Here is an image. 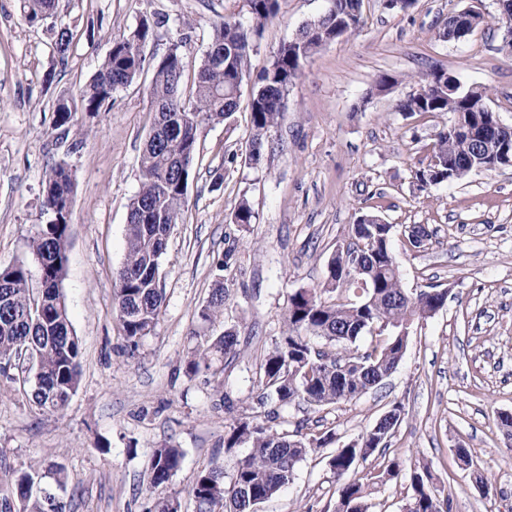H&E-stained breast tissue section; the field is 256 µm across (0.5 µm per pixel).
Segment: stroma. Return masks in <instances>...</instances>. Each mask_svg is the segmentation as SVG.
I'll use <instances>...</instances> for the list:
<instances>
[{
	"label": "stroma",
	"instance_id": "stroma-1",
	"mask_svg": "<svg viewBox=\"0 0 512 512\" xmlns=\"http://www.w3.org/2000/svg\"><path fill=\"white\" fill-rule=\"evenodd\" d=\"M328 0H280L251 51L237 112L204 126L191 165L187 204L161 258L165 305L154 332L127 347L113 306V282L127 252L128 204L139 189V159L153 115L150 73L113 94L112 109L77 113L85 135L55 127L53 102L77 97L99 70L111 41L142 17L154 24L148 58L183 40L185 70L194 74L211 24L247 19L245 0H58L37 26L22 0H0V268L40 266L27 247L47 223L43 187L50 167L67 164L76 192L69 215L61 284L82 343L81 377L61 411L36 407L23 391L0 393V467L43 470L64 464L70 512H147L142 485L155 448H180V470L164 489L181 512L197 471L215 461L232 477L246 447L225 450L224 436L256 394L254 367L280 336L289 295L322 287L327 264L347 240L359 211L396 229L423 225L425 246L393 250L404 288L434 284L445 306L409 329L402 360L383 385L323 409H279L278 426L301 435L329 431L332 443L299 462L293 482L260 512H336L339 485L330 466L337 448L403 406L390 451L430 467L450 512H512V439L499 424L512 415V166L470 173L419 189L416 169L450 118L397 112L430 69L487 88L488 104L512 127V58L499 52L496 0H415L407 10L363 0L365 26L323 45L303 65L284 99L259 165L245 161L251 136L249 101L282 43L323 13ZM472 8L484 26L456 41L439 33L450 15ZM77 35L67 63L53 50L57 26ZM397 77L374 94L380 75ZM256 214L233 223L240 200ZM224 288L223 322L198 316ZM233 325L239 351L224 359V388L188 377L186 352ZM465 448L474 468L461 466ZM491 487L482 495L475 478ZM413 494L408 472L373 489L369 512H405Z\"/></svg>",
	"mask_w": 512,
	"mask_h": 512
}]
</instances>
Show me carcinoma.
I'll use <instances>...</instances> for the list:
<instances>
[{
    "label": "carcinoma",
    "instance_id": "1",
    "mask_svg": "<svg viewBox=\"0 0 512 512\" xmlns=\"http://www.w3.org/2000/svg\"><path fill=\"white\" fill-rule=\"evenodd\" d=\"M55 0H24L25 18L35 25L48 18ZM248 20L226 17L212 26L211 40L201 66L193 79L186 80L183 40L173 42L163 56L146 63V47L154 28L144 18L129 34L112 40V48L101 68L80 90L78 102H54V123L58 128L75 125L76 112H108L113 93L152 68L151 105L155 117L145 149L140 157V187L130 201L127 213V254L114 280L113 301L123 337L132 349L156 327L165 302L160 265L168 238L179 223L186 205L184 185L196 152L200 129L230 118L238 109L240 87L247 60L267 22L276 17L279 0H246ZM485 23L481 12L468 9L448 18L440 34L456 40ZM362 0H332L331 7L301 27L296 38L283 43L270 65L259 77L249 108L252 147L261 162L268 133L277 124L288 87L300 77L304 60L317 49L340 37L362 29ZM73 32L57 31L54 50L66 63ZM473 94L489 100L487 89L465 87L442 68L431 70L417 90L401 99L396 109L404 114H455L464 108L462 99ZM495 112H483L481 123L471 131L444 126L431 147V160L415 172L423 188L462 179L487 163L478 152L475 139L479 125L494 120ZM75 182L64 164L54 166L45 180L46 224L35 228L29 249L36 258L47 261L41 267V284L46 307L44 316H26L36 289L22 265L0 269V390L8 392L20 385L24 394L39 408L63 410L80 381L82 347L74 332L60 283L65 274L68 249L69 206ZM234 222L250 224L255 213L245 199L234 210ZM395 226L381 217L370 224L352 225L348 240L336 248L328 262V276L321 288L301 289L288 298L284 331L260 360L254 400L255 412L244 414L224 436V448L246 444L250 452L240 460L230 483H224V468L218 463L200 470L190 493L196 512H257L259 504L272 498L293 482L296 467L306 455L332 441L333 433L296 439L277 429L274 412L266 406L306 405L324 407L349 401L383 384L388 373L401 361L407 341L402 331L417 320L432 317L447 299L448 290L434 287L410 293L402 285L391 250ZM409 245L420 248L430 234L421 225L402 231ZM336 293L334 301L322 295ZM224 315V288H217L201 309L202 320L211 324ZM379 339L360 344L371 329ZM324 346L317 347L312 340ZM27 346L38 353V377L21 371L19 349ZM239 336L234 327H224L218 336L204 340L184 359L190 377L224 372V356L238 352ZM402 406L393 405L391 419L378 428L360 434L355 441L337 449L331 467L340 482L336 512H367L368 489L387 477L399 475L400 458L387 457L391 429L401 422ZM368 458L379 454L385 461L364 477L348 480L357 454ZM180 449L161 446L154 449L145 465L143 484L153 495L180 470ZM69 474L62 465L46 471H11L0 476V512H67L64 498ZM413 496L407 512H446L432 489V474L424 466L411 475Z\"/></svg>",
    "mask_w": 512,
    "mask_h": 512
}]
</instances>
